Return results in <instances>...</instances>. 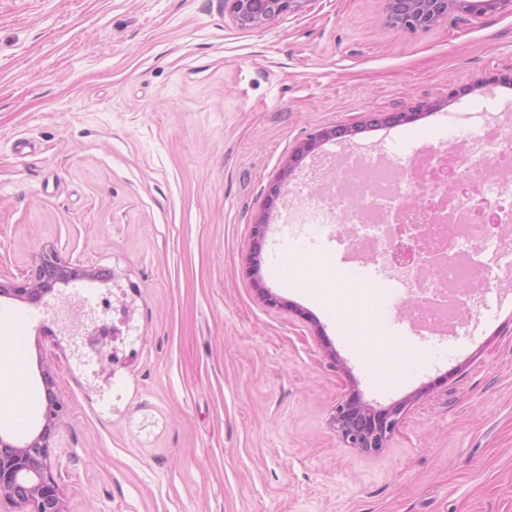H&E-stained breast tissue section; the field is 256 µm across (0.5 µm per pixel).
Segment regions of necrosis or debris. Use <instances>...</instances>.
<instances>
[{"instance_id": "necrosis-or-debris-1", "label": "necrosis or debris", "mask_w": 512, "mask_h": 512, "mask_svg": "<svg viewBox=\"0 0 512 512\" xmlns=\"http://www.w3.org/2000/svg\"><path fill=\"white\" fill-rule=\"evenodd\" d=\"M415 195L425 196L428 217L417 242L420 261L403 275L421 297L408 314L452 331L464 314L478 311L492 286L486 272L505 226L487 215L512 212V136L492 130L464 145L437 146L403 166L348 156L329 188L308 197L305 210L309 222L344 225L351 247L376 257Z\"/></svg>"}]
</instances>
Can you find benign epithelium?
Segmentation results:
<instances>
[{"mask_svg":"<svg viewBox=\"0 0 512 512\" xmlns=\"http://www.w3.org/2000/svg\"><path fill=\"white\" fill-rule=\"evenodd\" d=\"M304 0H224V8L232 22L241 29H259L273 18L295 11ZM385 23L399 31L416 32L443 24L451 14L482 16L486 14L512 15V0H384ZM418 112L378 113L373 119L389 125L416 121ZM356 128L334 125L318 129L297 145L291 159L314 152L324 141L353 134ZM405 214L415 223L408 229L416 231L410 240L421 234L416 220L424 214L421 200L405 206ZM269 212L265 211L252 225L248 261L255 266L262 242L268 232ZM415 248L407 243L392 244L387 253L391 267L404 270L409 267ZM96 272L74 266L50 251L42 254L20 282L0 281V297L32 301L43 293L53 291L58 284L77 279H91ZM44 391L41 424L28 437L17 439L0 433V509L3 512H69L60 486L61 472L53 469L51 452L58 427L66 415L64 404L55 394V380L45 366L39 370ZM407 402L376 409L364 403L354 392L336 404L332 425L336 435L349 448L364 452L378 451L398 427Z\"/></svg>","mask_w":512,"mask_h":512,"instance_id":"obj_1","label":"benign epithelium"}]
</instances>
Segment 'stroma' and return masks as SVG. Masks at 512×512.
I'll use <instances>...</instances> for the list:
<instances>
[{"mask_svg":"<svg viewBox=\"0 0 512 512\" xmlns=\"http://www.w3.org/2000/svg\"><path fill=\"white\" fill-rule=\"evenodd\" d=\"M383 12L304 0L247 30L224 0H0V278L51 250L108 273L0 297L25 385L42 393L47 364L67 408L51 462L70 512H512V281L456 334L385 332L424 354L387 386L280 274L365 262L303 221L346 152L401 163L512 130V85L484 83L512 71V15L403 33ZM334 125L359 131L295 164L249 268L270 185ZM97 326L117 332L98 353ZM352 392L408 404L379 452L331 425ZM268 217L269 212L264 209L263 214L252 225L251 242L248 252V261L251 268H254L257 264L262 242L268 232Z\"/></svg>","mask_w":512,"mask_h":512,"instance_id":"stroma-1","label":"stroma"}]
</instances>
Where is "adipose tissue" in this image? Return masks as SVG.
Returning <instances> with one entry per match:
<instances>
[{
  "mask_svg": "<svg viewBox=\"0 0 512 512\" xmlns=\"http://www.w3.org/2000/svg\"><path fill=\"white\" fill-rule=\"evenodd\" d=\"M287 278L290 285L299 286L309 301L325 310L337 312L339 334L356 347L362 356H381L396 364V371L384 376L385 385L394 386L402 382V368L418 360L419 352L409 351L396 344L376 341L373 326L343 312L340 296L348 286L345 277L327 278L325 273H322L318 260L311 258L305 264L289 266Z\"/></svg>",
  "mask_w": 512,
  "mask_h": 512,
  "instance_id": "adipose-tissue-1",
  "label": "adipose tissue"
}]
</instances>
